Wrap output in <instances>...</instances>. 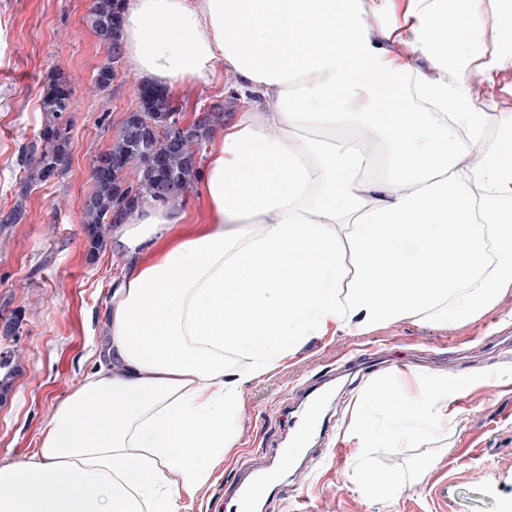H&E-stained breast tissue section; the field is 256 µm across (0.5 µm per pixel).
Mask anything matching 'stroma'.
<instances>
[{"mask_svg": "<svg viewBox=\"0 0 512 512\" xmlns=\"http://www.w3.org/2000/svg\"><path fill=\"white\" fill-rule=\"evenodd\" d=\"M89 0H0V361L11 387L0 399V461L23 460L40 447L56 407L80 387L105 330L113 278L127 260L111 244L91 249L82 224L92 189L94 158L107 150L139 106V81L127 61L115 64L106 90L94 85L107 50L87 21ZM482 35L476 55H511L496 25L494 0H477ZM64 73L73 91L68 164L62 175L34 184L22 219L7 223L26 176L23 147L34 143L47 115L43 85ZM189 120L215 101L240 110L223 84L195 85L175 97ZM374 353L387 369L357 380L345 365L354 353ZM433 377L468 378L451 406L448 428L413 439L383 441L391 411L374 401L378 387L417 394ZM325 381L335 394L325 411L333 438L316 437L302 472L288 471L284 512H512V287L479 315L454 322L423 316L386 322L368 331L339 330L309 340L241 395L237 441L192 500L191 512H224V486L242 462L266 468V450L292 435L300 396ZM363 415L381 440L362 447L350 429ZM394 477L393 495L364 490V465Z\"/></svg>", "mask_w": 512, "mask_h": 512, "instance_id": "35a3bbf8", "label": "stroma"}]
</instances>
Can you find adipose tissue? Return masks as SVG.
Returning a JSON list of instances; mask_svg holds the SVG:
<instances>
[{"instance_id":"adipose-tissue-1","label":"adipose tissue","mask_w":512,"mask_h":512,"mask_svg":"<svg viewBox=\"0 0 512 512\" xmlns=\"http://www.w3.org/2000/svg\"><path fill=\"white\" fill-rule=\"evenodd\" d=\"M360 2L124 0L140 81L172 95L223 80L243 109L209 131L202 224L148 262L182 201L144 196L114 225L131 263L95 367L38 453L0 462V512H183L234 444L242 388L291 350L333 328L475 316L512 286V212L488 218L471 192L512 201V118L480 166L459 164L497 105L468 77L494 80L512 55L473 54L475 0H378L370 15ZM411 37L436 76L392 52ZM357 127L387 146L384 174L365 182ZM228 351L245 366L226 367ZM460 393L430 380L393 415L439 429Z\"/></svg>"}]
</instances>
